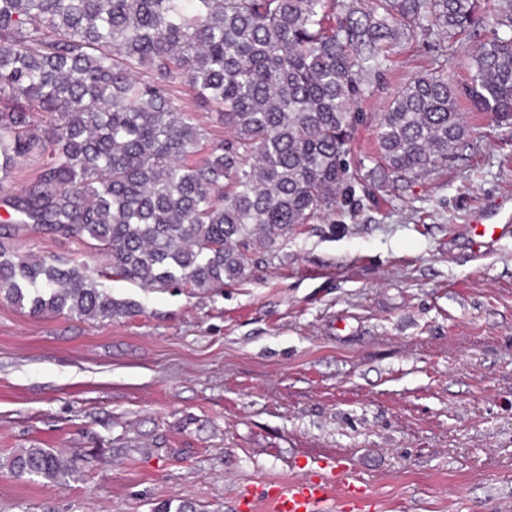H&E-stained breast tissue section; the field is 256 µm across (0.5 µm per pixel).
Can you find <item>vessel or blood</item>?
<instances>
[{"mask_svg":"<svg viewBox=\"0 0 512 512\" xmlns=\"http://www.w3.org/2000/svg\"><path fill=\"white\" fill-rule=\"evenodd\" d=\"M260 493L273 512H332L333 503L347 507L370 499L365 483L343 465H326L311 475L266 483Z\"/></svg>","mask_w":512,"mask_h":512,"instance_id":"b4317fda","label":"vessel or blood"}]
</instances>
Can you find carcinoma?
<instances>
[{
	"instance_id": "carcinoma-1",
	"label": "carcinoma",
	"mask_w": 512,
	"mask_h": 512,
	"mask_svg": "<svg viewBox=\"0 0 512 512\" xmlns=\"http://www.w3.org/2000/svg\"><path fill=\"white\" fill-rule=\"evenodd\" d=\"M481 0H0V296L36 316L111 318L132 304L102 280L201 294L239 281L247 247L273 248L336 209L359 104L405 45L436 52L378 116L387 186L448 161L468 130L448 49ZM472 60L473 112L512 117V0ZM187 91L194 107L180 104ZM216 116L210 135L200 113ZM38 161L25 187L18 164ZM23 230L105 257L20 255ZM65 483L76 459L22 448L4 463Z\"/></svg>"
}]
</instances>
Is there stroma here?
<instances>
[{
	"label": "stroma",
	"mask_w": 512,
	"mask_h": 512,
	"mask_svg": "<svg viewBox=\"0 0 512 512\" xmlns=\"http://www.w3.org/2000/svg\"><path fill=\"white\" fill-rule=\"evenodd\" d=\"M479 24L448 63L466 102ZM404 49L362 106L352 164L373 166L377 114L423 73ZM447 166L390 191L353 184L323 219L208 294L112 279L134 311L31 315L0 297V461L63 451L79 480L0 468V512H240L272 480L351 466L375 512H512V239L475 259L479 217L512 199V120L465 112ZM34 257L103 263L19 232Z\"/></svg>",
	"instance_id": "1"
}]
</instances>
